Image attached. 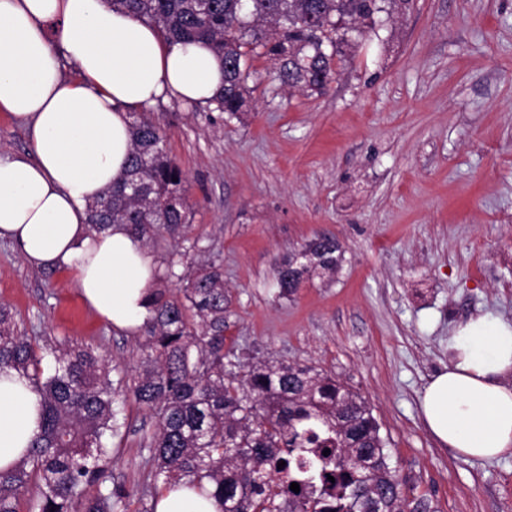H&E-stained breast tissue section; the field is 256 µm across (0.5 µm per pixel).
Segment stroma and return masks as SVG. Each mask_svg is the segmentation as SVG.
<instances>
[{
	"label": "stroma",
	"instance_id": "stroma-1",
	"mask_svg": "<svg viewBox=\"0 0 512 512\" xmlns=\"http://www.w3.org/2000/svg\"><path fill=\"white\" fill-rule=\"evenodd\" d=\"M241 120L169 99L149 108L186 176L189 228L150 245L155 287L180 294L192 268L224 269L225 332L243 363L311 366L371 407L406 497L435 512H512V453L491 461L441 445L420 404L448 364L453 329L512 319V0H412L368 32L325 95L253 63ZM321 233L334 275L281 296L275 268ZM0 303L18 331L92 346L134 369L141 332L110 326L67 270L29 266L0 239ZM113 451L118 482L148 481L156 420L135 401Z\"/></svg>",
	"mask_w": 512,
	"mask_h": 512
}]
</instances>
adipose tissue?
<instances>
[{"mask_svg": "<svg viewBox=\"0 0 512 512\" xmlns=\"http://www.w3.org/2000/svg\"><path fill=\"white\" fill-rule=\"evenodd\" d=\"M58 19L51 42L44 26ZM79 78L61 72V59ZM222 85L205 46L168 43L157 29L101 0H0V111L27 127L29 153L0 157V238L25 261L67 269L84 301L115 327L150 315L158 267L123 224L88 230L87 204L123 176L128 112L175 98L205 105ZM512 321L470 317L450 339L447 368L425 386V423L461 455L512 453ZM41 426L40 397L17 371L0 370V470L17 465ZM156 512H222L194 487L162 488Z\"/></svg>", "mask_w": 512, "mask_h": 512, "instance_id": "ef3b65f1", "label": "adipose tissue"}]
</instances>
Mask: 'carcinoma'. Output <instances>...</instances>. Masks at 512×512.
I'll return each mask as SVG.
<instances>
[{
    "label": "carcinoma",
    "mask_w": 512,
    "mask_h": 512,
    "mask_svg": "<svg viewBox=\"0 0 512 512\" xmlns=\"http://www.w3.org/2000/svg\"><path fill=\"white\" fill-rule=\"evenodd\" d=\"M105 2L167 41L208 47L224 68L212 104L231 120L244 112L255 59L274 61L283 85L323 95L346 66L344 48L410 0ZM130 135L124 179L92 201L88 226L125 224L145 245L163 232L178 237L190 206L166 133L143 113L130 122ZM340 260L336 239L308 242L277 265L281 295L315 273H336ZM226 301L224 271L214 263L196 268L181 297L151 291L139 365L117 386L90 347L46 346L54 365L45 370L0 304V369L26 374L43 412L26 458L0 471V512H20L23 498L27 512H126L129 492L115 481L108 446L121 433L116 406L125 393L157 420L145 460L153 483L140 491V512H155L160 485L182 481L212 486L223 512H435L426 497L402 496L378 423L344 384L308 366L243 370L235 350L224 348ZM329 470L335 482L317 479Z\"/></svg>",
    "instance_id": "carcinoma-1"
}]
</instances>
